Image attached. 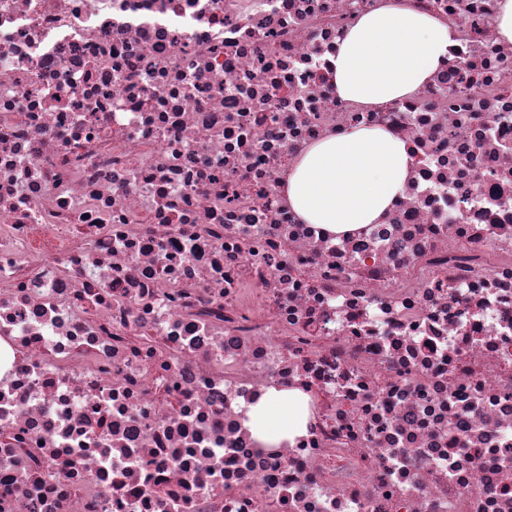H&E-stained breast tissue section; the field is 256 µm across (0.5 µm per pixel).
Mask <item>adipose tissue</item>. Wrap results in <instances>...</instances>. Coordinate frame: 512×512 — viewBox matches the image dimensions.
I'll list each match as a JSON object with an SVG mask.
<instances>
[{"instance_id": "adipose-tissue-1", "label": "adipose tissue", "mask_w": 512, "mask_h": 512, "mask_svg": "<svg viewBox=\"0 0 512 512\" xmlns=\"http://www.w3.org/2000/svg\"><path fill=\"white\" fill-rule=\"evenodd\" d=\"M454 38L435 17L383 7L361 15L338 41L333 81L347 101L379 106L413 95L438 70ZM409 150L379 128L356 127L310 145L288 175L292 210L343 233L378 223L402 189Z\"/></svg>"}]
</instances>
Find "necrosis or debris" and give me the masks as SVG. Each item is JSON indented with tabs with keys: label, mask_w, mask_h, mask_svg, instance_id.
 <instances>
[{
	"label": "necrosis or debris",
	"mask_w": 512,
	"mask_h": 512,
	"mask_svg": "<svg viewBox=\"0 0 512 512\" xmlns=\"http://www.w3.org/2000/svg\"><path fill=\"white\" fill-rule=\"evenodd\" d=\"M499 0H0V512H512V44ZM400 6L456 43L408 99L329 79ZM406 141L328 234L291 164ZM302 392L304 429L248 412ZM494 24L498 37L502 41L512 43V0H500ZM409 150L380 128L356 127L310 145L288 175L292 210L332 233L378 223L402 189Z\"/></svg>",
	"instance_id": "4bbe7bcc"
}]
</instances>
